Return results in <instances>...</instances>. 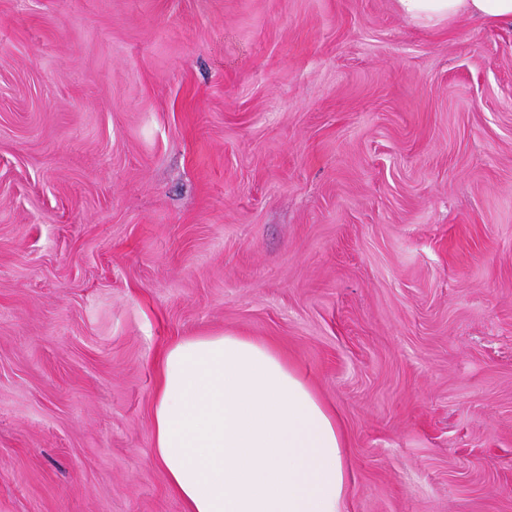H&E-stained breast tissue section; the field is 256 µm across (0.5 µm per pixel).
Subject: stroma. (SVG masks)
<instances>
[{"label": "stroma", "instance_id": "1", "mask_svg": "<svg viewBox=\"0 0 512 512\" xmlns=\"http://www.w3.org/2000/svg\"><path fill=\"white\" fill-rule=\"evenodd\" d=\"M277 346L344 512H512V25L0 0V512H185L160 355Z\"/></svg>", "mask_w": 512, "mask_h": 512}]
</instances>
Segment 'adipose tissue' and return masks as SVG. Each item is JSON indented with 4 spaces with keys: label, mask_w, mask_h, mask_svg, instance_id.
Here are the masks:
<instances>
[{
    "label": "adipose tissue",
    "mask_w": 512,
    "mask_h": 512,
    "mask_svg": "<svg viewBox=\"0 0 512 512\" xmlns=\"http://www.w3.org/2000/svg\"><path fill=\"white\" fill-rule=\"evenodd\" d=\"M423 23L512 24V0H396ZM155 459L186 512H343L335 412L272 346L195 336L161 355Z\"/></svg>",
    "instance_id": "obj_1"
}]
</instances>
